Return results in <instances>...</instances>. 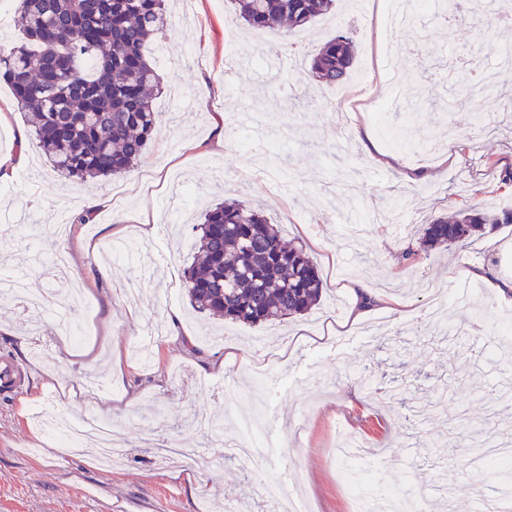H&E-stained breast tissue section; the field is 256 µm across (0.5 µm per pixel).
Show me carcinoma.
Listing matches in <instances>:
<instances>
[{"mask_svg": "<svg viewBox=\"0 0 512 512\" xmlns=\"http://www.w3.org/2000/svg\"><path fill=\"white\" fill-rule=\"evenodd\" d=\"M237 20L279 32L313 26L334 0H232ZM20 43L0 46V82L53 169L68 179L118 177L140 162L161 124L150 91L159 75L148 55L164 34L165 0H17ZM356 59L341 31L310 61L311 77L340 86ZM512 210L468 206L422 228L423 250L464 246ZM185 288L200 312L262 326L308 313L322 294L317 267L303 247L285 243L276 225L239 200L205 211Z\"/></svg>", "mask_w": 512, "mask_h": 512, "instance_id": "carcinoma-1", "label": "carcinoma"}]
</instances>
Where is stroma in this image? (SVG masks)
I'll return each instance as SVG.
<instances>
[{"label": "stroma", "mask_w": 512, "mask_h": 512, "mask_svg": "<svg viewBox=\"0 0 512 512\" xmlns=\"http://www.w3.org/2000/svg\"><path fill=\"white\" fill-rule=\"evenodd\" d=\"M170 4L183 21L155 60L160 132L124 176L56 174L0 83V156L24 158L0 179V279L27 274L81 333L57 336L51 317L0 300V354L30 371L23 393L0 398V512H225L230 498L266 512L257 491L265 477L292 486L312 512H351L334 455L342 430L372 451L364 460L372 495L419 487L433 512H471L474 495L500 491L505 472L460 467L461 455L477 450L461 448L458 435L512 441V362L501 360L499 335L512 324V305L473 271L512 280V224L460 252L441 247L413 263L401 255L418 248L423 224L460 205L512 208V181L503 179L512 168V67L498 71L491 94L474 81L465 90L454 84L465 65L512 44V26L471 5L444 26L389 29L403 53L380 60V74L395 79L401 101L370 122L337 112L335 88L272 65L290 52L308 59L335 33L332 17L311 32L275 34L241 28L230 0ZM376 8V0L336 4L360 68ZM218 115L232 138L220 151L212 147ZM423 138L427 147L415 150ZM258 156L280 171L279 184L242 178ZM85 193L110 202L89 223L68 224L65 237L46 233ZM227 198L260 208L290 243L316 241L309 255L325 281L308 315L253 326L193 308L183 277L193 226ZM148 215L156 230L146 237L139 228ZM59 250L85 292L83 308H71L63 281L42 270ZM357 283L385 302L361 323L350 318ZM146 327L157 339L144 363L134 346ZM301 328L304 339L277 357ZM229 345L240 355L228 361ZM364 367L376 375L368 392L356 383ZM90 375L103 378L105 392L85 387ZM401 379L411 382L414 405L387 398ZM48 398L62 415L97 414L125 443L124 459L107 469L88 449L57 448L35 418ZM241 411L259 416L265 432L261 464L250 470L197 424L216 419L230 440ZM146 429L198 449L197 466L159 463L140 443Z\"/></svg>", "instance_id": "stroma-1"}]
</instances>
